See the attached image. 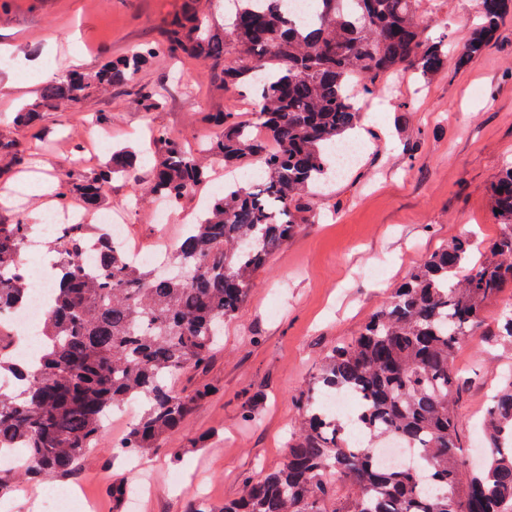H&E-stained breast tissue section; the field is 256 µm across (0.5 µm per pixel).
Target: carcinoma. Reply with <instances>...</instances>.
<instances>
[{"label": "carcinoma", "mask_w": 512, "mask_h": 512, "mask_svg": "<svg viewBox=\"0 0 512 512\" xmlns=\"http://www.w3.org/2000/svg\"><path fill=\"white\" fill-rule=\"evenodd\" d=\"M279 0H231L222 35L188 8L167 21L164 38L70 71L13 113L10 124L33 128L44 113L82 107L95 92L128 85L162 55L224 61V88L258 105L254 120L233 111L204 121L215 135L198 150L157 128L159 146L147 193L180 202L209 180L208 160L234 173L260 169L259 180L224 183L196 223L170 247L166 263L189 276L172 280L150 264L128 263L105 230L68 224L48 241L54 253V300L44 317L38 367L12 356L18 336L0 329V449L20 465L0 469V495L28 479L73 474L102 441V423L131 400L141 414L110 445L112 459L145 457L218 392L202 383L177 391L172 381L202 372L256 286L270 256L309 223V197L339 179L336 147L361 128L359 97L376 96L392 74L423 77L444 69L448 39L423 26L421 0H313L320 21H295ZM480 23L458 60L465 66L495 38L512 0H480ZM144 112L165 96L141 85ZM31 158L11 132L0 131V165L18 172ZM141 156L121 148L93 171L60 176L54 196L89 210L105 204L102 187L134 174ZM500 233L482 259L475 243L456 238L430 253L392 289L349 341L332 347L297 404L298 431L280 464L256 477L245 470L239 494L219 512H512V376L491 396L482 422L480 465L461 458L459 409L468 384L453 354L467 337L488 338L483 308L512 284V165L490 186ZM28 225L0 222V313L22 305L30 280L20 255ZM95 244L96 261L86 246ZM362 394L351 423L336 420L322 399ZM419 454L416 466L385 467L370 449L386 438Z\"/></svg>", "instance_id": "1"}]
</instances>
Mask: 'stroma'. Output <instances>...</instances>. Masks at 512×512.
Returning a JSON list of instances; mask_svg holds the SVG:
<instances>
[{"mask_svg": "<svg viewBox=\"0 0 512 512\" xmlns=\"http://www.w3.org/2000/svg\"><path fill=\"white\" fill-rule=\"evenodd\" d=\"M192 3L211 25H223L226 0H9L8 10L0 9V45H9L12 60L0 67V122L64 72L88 70L161 40L165 20ZM422 14L432 34L448 37L447 65L425 83L403 71L387 94L363 101L361 162L314 195L309 223L273 255L247 302L225 324L223 348L203 375L218 394L136 467L113 466L107 450L135 417L110 415L103 447L75 477L42 481L30 494L13 497L11 512H40L42 491L62 487L95 500L97 512H112V484L119 480L147 482L136 512H192L201 494L210 505H222L238 493L245 468L268 470L280 462L300 418L295 400L328 349L353 336L431 252L462 236L476 239L482 251L499 234L487 188L500 168L512 164V16L486 52L460 69L457 53L472 31L474 0H445L438 9L425 0ZM138 84L164 94L165 109L141 111L133 95ZM225 109L247 119L255 105L231 96L214 62L159 56L134 85L97 94L78 112H47L43 125L55 132L51 143L33 130L16 131L37 169L0 176V221L34 217L35 195L46 181L77 166L96 168L112 147L146 148L150 129L200 144L212 134L201 113ZM101 112L107 125L94 121ZM77 140L86 146L79 157L71 150ZM148 175L144 167L113 179L104 198L127 211L130 239L153 251L160 242L176 243L184 216L198 212L207 191L183 199L162 229L145 193ZM373 267L381 269L380 277L370 275ZM454 365L470 381L460 409L462 456L470 463L478 456L476 425L489 396L512 371V342L464 339ZM250 398L264 409L261 423L241 416ZM199 434L209 436L208 447L173 462L171 449Z\"/></svg>", "mask_w": 512, "mask_h": 512, "instance_id": "obj_1", "label": "stroma"}]
</instances>
